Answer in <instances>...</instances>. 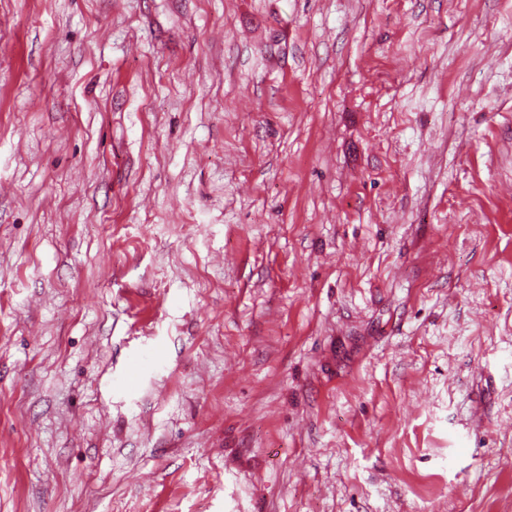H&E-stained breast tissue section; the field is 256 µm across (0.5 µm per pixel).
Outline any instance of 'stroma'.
<instances>
[{"mask_svg":"<svg viewBox=\"0 0 512 512\" xmlns=\"http://www.w3.org/2000/svg\"><path fill=\"white\" fill-rule=\"evenodd\" d=\"M0 512H512V0H0Z\"/></svg>","mask_w":512,"mask_h":512,"instance_id":"obj_1","label":"stroma"}]
</instances>
